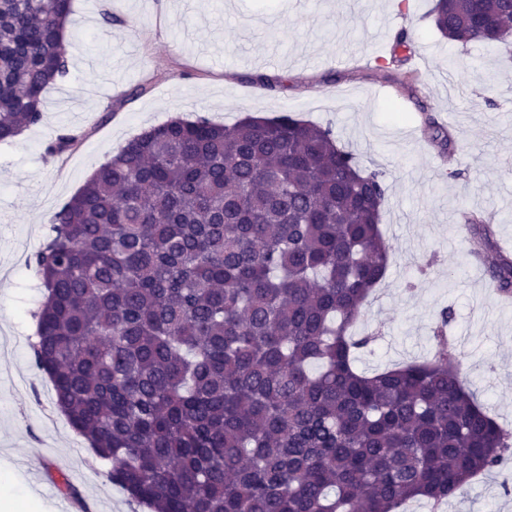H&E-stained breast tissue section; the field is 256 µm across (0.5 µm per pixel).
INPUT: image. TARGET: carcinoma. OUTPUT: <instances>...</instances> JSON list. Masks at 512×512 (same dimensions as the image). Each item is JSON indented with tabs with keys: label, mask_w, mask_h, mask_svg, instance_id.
<instances>
[{
	"label": "carcinoma",
	"mask_w": 512,
	"mask_h": 512,
	"mask_svg": "<svg viewBox=\"0 0 512 512\" xmlns=\"http://www.w3.org/2000/svg\"><path fill=\"white\" fill-rule=\"evenodd\" d=\"M72 0H0V142L68 73ZM451 42L508 44L512 0H432ZM413 53L393 38L384 78ZM424 132L446 145L431 117ZM78 136L60 134L50 156ZM390 185L294 113L173 118L126 143L54 214L33 256L32 343L56 408L151 512H407L460 492L512 434L460 374L440 313L432 360L367 375L353 332L387 274ZM475 235L491 230L470 216ZM487 271L512 291V261Z\"/></svg>",
	"instance_id": "carcinoma-1"
}]
</instances>
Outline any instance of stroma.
I'll return each instance as SVG.
<instances>
[{"label":"stroma","mask_w":512,"mask_h":512,"mask_svg":"<svg viewBox=\"0 0 512 512\" xmlns=\"http://www.w3.org/2000/svg\"><path fill=\"white\" fill-rule=\"evenodd\" d=\"M431 0H73L68 75L44 93L41 121L0 142V486L34 512H148L95 464L88 443L54 405L34 364L43 300L33 256L48 219L89 175L150 127L203 116L233 125L292 112L332 126L342 145L390 184L381 229L391 245L385 279L355 331L368 374L432 358L443 309L461 374L486 411L512 432V305L501 303L471 228L450 213L492 215V248L512 258V55L493 43L443 39ZM408 29L417 93L392 86L368 60ZM279 80L278 90L253 84ZM149 85L148 94L130 91ZM426 101L448 137L423 133ZM79 135L49 156L57 135ZM439 512H512V456Z\"/></svg>","instance_id":"1"}]
</instances>
